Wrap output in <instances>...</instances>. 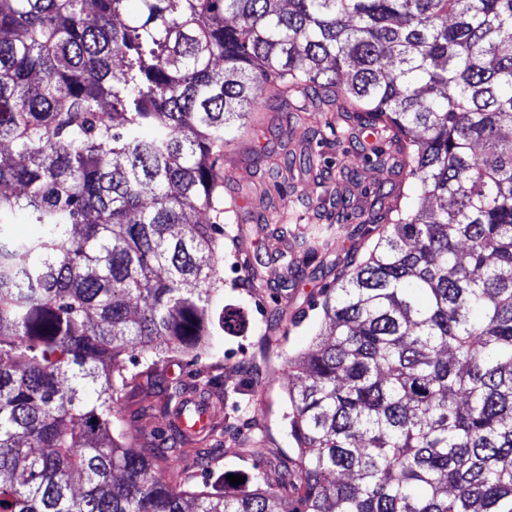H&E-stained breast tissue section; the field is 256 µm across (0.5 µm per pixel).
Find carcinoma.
Listing matches in <instances>:
<instances>
[{
    "mask_svg": "<svg viewBox=\"0 0 512 512\" xmlns=\"http://www.w3.org/2000/svg\"><path fill=\"white\" fill-rule=\"evenodd\" d=\"M127 2L0 0V512H512V0ZM266 86L377 134L364 164L427 205L376 191V245L336 262L288 361L297 458L197 495L155 477L190 449L109 431L125 355L209 336L224 229L196 216Z\"/></svg>",
    "mask_w": 512,
    "mask_h": 512,
    "instance_id": "1",
    "label": "carcinoma"
}]
</instances>
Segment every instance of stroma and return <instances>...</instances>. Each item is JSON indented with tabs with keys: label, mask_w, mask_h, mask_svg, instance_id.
<instances>
[{
	"label": "stroma",
	"mask_w": 512,
	"mask_h": 512,
	"mask_svg": "<svg viewBox=\"0 0 512 512\" xmlns=\"http://www.w3.org/2000/svg\"><path fill=\"white\" fill-rule=\"evenodd\" d=\"M230 135L236 150L225 152L224 172L244 195L237 217H224L223 258L220 290L209 305L213 341L197 353L173 354L155 368L152 394L154 409L141 419L133 418L137 393H126L116 408L123 420L120 428L137 448H161L172 438L163 409L165 390L177 385L188 390L209 384L220 391L223 418L212 440L198 444L172 469L182 471L183 487L189 491L219 490L235 493L227 475L252 476L267 461L294 456L288 434V391L297 383L289 372V356L304 351L324 325L322 288L336 284V262L348 251L368 253L377 235L365 238L350 224L327 225L322 203L341 193L349 197L354 211L367 210V188L388 180L400 187L415 205H422L415 179L396 161L387 169L364 166L361 150L371 141L370 132L347 131L336 138L326 124L325 113L310 110L299 125L271 121L264 127L253 119L234 122ZM312 144L328 161L323 176L308 172L302 164L283 170L284 188H276L268 169L282 163L286 150ZM287 224L296 232L331 229L334 246L321 266H304L293 240H274L273 225ZM300 274L298 287H287L293 274ZM240 310L245 329L225 333L220 325L224 309Z\"/></svg>",
	"instance_id": "stroma-1"
}]
</instances>
